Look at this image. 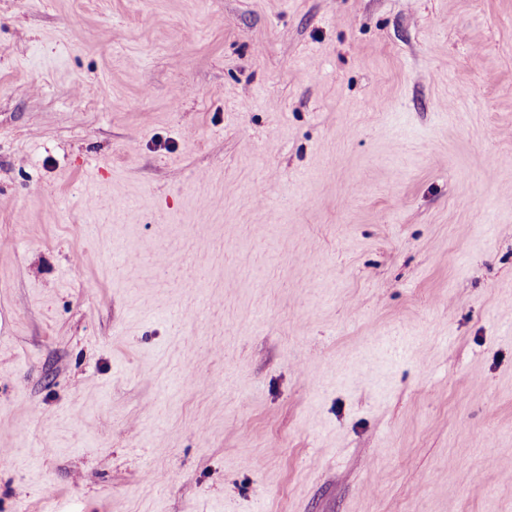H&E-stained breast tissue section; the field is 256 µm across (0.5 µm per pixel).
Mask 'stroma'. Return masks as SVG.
<instances>
[{"label":"stroma","mask_w":512,"mask_h":512,"mask_svg":"<svg viewBox=\"0 0 512 512\" xmlns=\"http://www.w3.org/2000/svg\"><path fill=\"white\" fill-rule=\"evenodd\" d=\"M0 512H512V0H0Z\"/></svg>","instance_id":"stroma-1"}]
</instances>
